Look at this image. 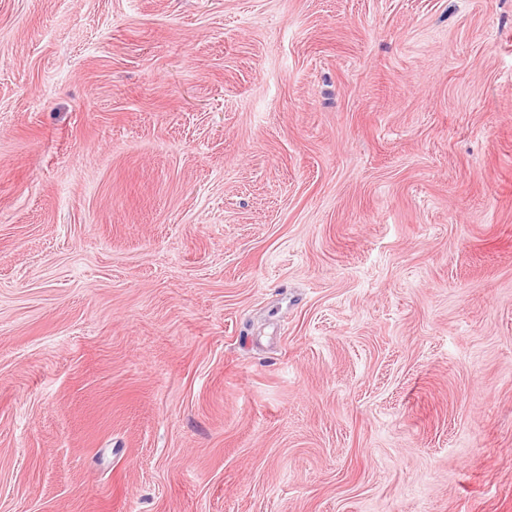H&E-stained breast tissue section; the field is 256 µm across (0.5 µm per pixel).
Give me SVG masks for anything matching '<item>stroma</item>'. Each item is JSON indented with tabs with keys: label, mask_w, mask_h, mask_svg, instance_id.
Returning <instances> with one entry per match:
<instances>
[{
	"label": "stroma",
	"mask_w": 512,
	"mask_h": 512,
	"mask_svg": "<svg viewBox=\"0 0 512 512\" xmlns=\"http://www.w3.org/2000/svg\"><path fill=\"white\" fill-rule=\"evenodd\" d=\"M0 512H512V0H0Z\"/></svg>",
	"instance_id": "1"
}]
</instances>
